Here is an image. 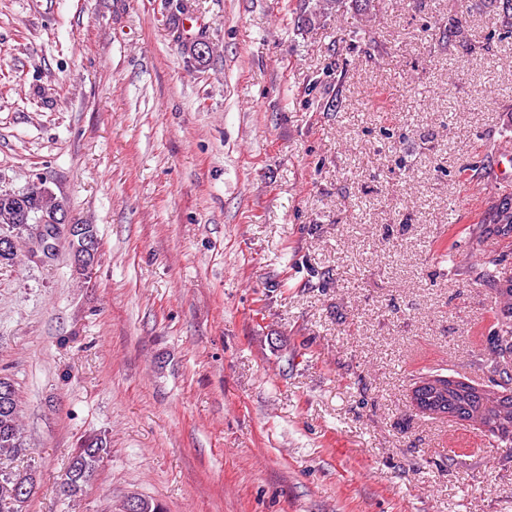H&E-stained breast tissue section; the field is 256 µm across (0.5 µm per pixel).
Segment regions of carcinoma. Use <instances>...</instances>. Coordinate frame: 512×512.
Returning <instances> with one entry per match:
<instances>
[{"label": "carcinoma", "mask_w": 512, "mask_h": 512, "mask_svg": "<svg viewBox=\"0 0 512 512\" xmlns=\"http://www.w3.org/2000/svg\"><path fill=\"white\" fill-rule=\"evenodd\" d=\"M17 200L13 193L0 194V238L9 237L19 242L28 237L27 228L16 220ZM491 223L503 236L512 233V203L500 202L493 206ZM499 303V324L512 325V278L496 289ZM482 372L501 388L496 403L491 404L479 386L435 375L425 378L415 386V400L430 414L448 416L460 421L480 420L497 444L512 448V364L503 358L481 362ZM25 448L19 427V409L15 389L0 387V457H14ZM111 449L102 438L85 441L72 457L60 482L61 495L72 498L83 492L95 469L108 457ZM22 472L0 471V512H22L23 504L34 492L35 485H28L27 495L22 496L18 482Z\"/></svg>", "instance_id": "1"}]
</instances>
